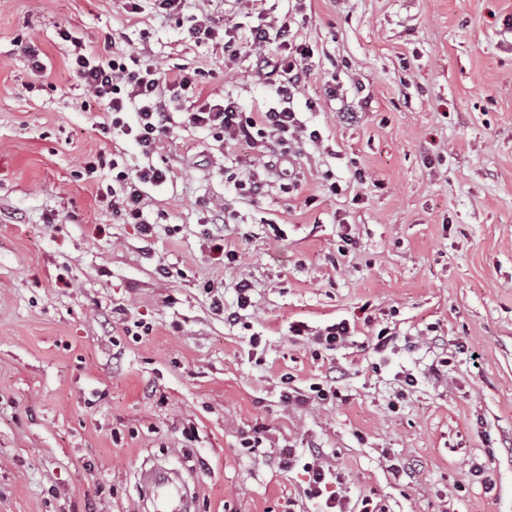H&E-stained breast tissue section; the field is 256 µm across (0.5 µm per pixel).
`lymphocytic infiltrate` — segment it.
Instances as JSON below:
<instances>
[{
  "mask_svg": "<svg viewBox=\"0 0 512 512\" xmlns=\"http://www.w3.org/2000/svg\"><path fill=\"white\" fill-rule=\"evenodd\" d=\"M245 3L256 23L241 39L232 26L211 12L201 9L185 14V0H151L155 12L185 19L187 34L194 41H222L225 66H234L247 55L254 58L257 67L270 70L275 77L270 93L276 106L248 112L230 96L202 100L201 71L168 76L154 64L145 45L112 58L90 49L75 53L70 69L90 97L105 109L100 130L132 140L143 156H151L173 124L171 103L188 93L200 98L201 104L186 113L185 123L209 129L222 143L245 145L257 163H265L274 148L288 156L304 142L318 143L320 131L308 128L294 108V99L312 71V48L299 42L289 19L270 17L264 0ZM105 167L111 170L112 182L118 187L112 198L113 215L126 224L142 223V189L163 185L167 171L147 165L132 172L118 159L108 160L101 154L87 161L84 171L92 178ZM303 469L308 476V497L323 498L324 512H340L345 498L332 489L338 481L336 474L317 461L305 463Z\"/></svg>",
  "mask_w": 512,
  "mask_h": 512,
  "instance_id": "obj_1",
  "label": "lymphocytic infiltrate"
}]
</instances>
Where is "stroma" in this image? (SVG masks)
<instances>
[{
    "label": "stroma",
    "mask_w": 512,
    "mask_h": 512,
    "mask_svg": "<svg viewBox=\"0 0 512 512\" xmlns=\"http://www.w3.org/2000/svg\"><path fill=\"white\" fill-rule=\"evenodd\" d=\"M65 29L106 56L148 44L162 71L202 70L244 110L271 102L251 58L225 73L222 44L152 8L0 0V512H146L145 462L177 469L197 512H318L315 455L349 512H512V0H312L295 105L322 142L284 176L176 101L147 234L113 216L111 170L85 174L101 152L143 158L98 130ZM243 278L254 305L231 324ZM343 319L354 332L331 349L290 332ZM285 375L303 393L334 377L337 396L286 403ZM313 458L312 462H306L303 465V469L308 476L307 496L315 499L322 497L328 487L339 484V477L329 468L325 469L321 462H317L319 460L317 456Z\"/></svg>",
    "instance_id": "35a3bbf8"
}]
</instances>
